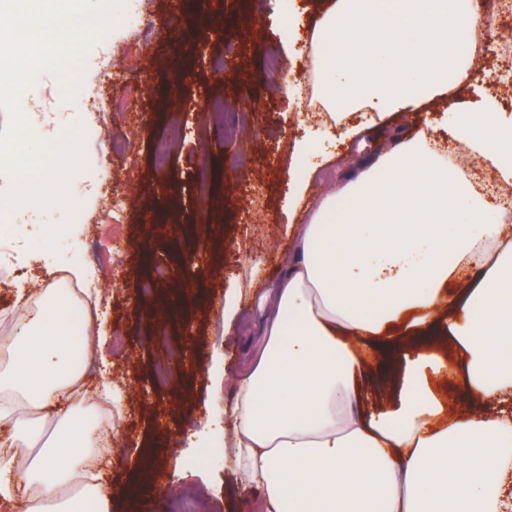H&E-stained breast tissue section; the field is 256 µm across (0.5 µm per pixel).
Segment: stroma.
<instances>
[{
	"label": "stroma",
	"mask_w": 512,
	"mask_h": 512,
	"mask_svg": "<svg viewBox=\"0 0 512 512\" xmlns=\"http://www.w3.org/2000/svg\"><path fill=\"white\" fill-rule=\"evenodd\" d=\"M303 4L301 39L286 51L283 23L272 0H235L211 21L188 8H173L169 0H143L145 20L157 28L136 64L113 61L109 74L94 63L101 45L93 43L85 63L83 88L105 98H119L126 84L143 85L144 92L124 111L101 114L91 105L64 100L58 81L42 74L36 84L31 111L66 112L85 128L87 166L108 172L95 193H74L82 219L78 237L63 233L55 249L46 250L45 261L34 264L41 284L61 287L60 277L72 265L74 248H88L96 232L110 228L107 212L113 191L123 192L127 218L117 226L122 245L115 263L88 261L91 284L97 285L96 318L104 322L100 354L107 375L98 365L87 370V382L97 387L108 378L120 401L114 413L123 436L106 467L109 485L133 481L132 459L151 457L159 477L158 495L144 512H180V498L190 494L196 512H258V491L241 492L230 469L224 466V446L219 430L228 426L225 410L232 405L230 386L215 390L211 371L235 372L245 367L255 340L265 327L263 311L253 297L274 287L288 253V227L307 219L306 209L288 215L283 200L288 193L284 170L293 162L292 138L301 125L328 121L306 108L303 94L285 93V86L302 83V66L310 61L309 38L330 0H299ZM207 38L209 53L223 51L232 41L236 55L232 74L216 79L200 66L193 47ZM283 56L287 68L282 79L266 72L268 55ZM480 80H456L450 90L455 98L478 111L482 94L496 97L505 117H512V64L496 55L477 58ZM221 98L231 110L250 111L251 126L242 131L208 127L205 102ZM444 106L434 100L415 112H400L384 122L370 124L362 114L334 124L338 139L328 144L326 161L311 174L313 193H325L349 180L354 161L374 162L388 146L394 130L439 127ZM361 125L357 138L342 139L345 126ZM281 128L287 136L273 141L269 133ZM134 136L133 169L113 155L112 143ZM173 140L165 168L153 162L156 146ZM206 168L202 210L192 211L186 187L196 170ZM259 190L258 197L241 193L240 183ZM171 226L169 238L150 237L151 223ZM206 251L201 267L185 272L178 262L193 247ZM166 255L169 275L154 281L159 255ZM152 281L147 292L133 287L135 276ZM193 283L194 293L176 322L152 318L158 293ZM243 301L232 331L224 329V302L231 289ZM124 349H115L114 337ZM216 451L204 465L195 459L203 449Z\"/></svg>",
	"instance_id": "1"
}]
</instances>
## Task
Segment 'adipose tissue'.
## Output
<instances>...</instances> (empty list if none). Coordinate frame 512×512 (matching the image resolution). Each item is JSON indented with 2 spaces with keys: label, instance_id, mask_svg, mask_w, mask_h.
Instances as JSON below:
<instances>
[{
  "label": "adipose tissue",
  "instance_id": "obj_1",
  "mask_svg": "<svg viewBox=\"0 0 512 512\" xmlns=\"http://www.w3.org/2000/svg\"><path fill=\"white\" fill-rule=\"evenodd\" d=\"M482 30L461 0H336L312 37L323 105L380 119L440 98L449 138L483 153L448 90ZM481 109L511 183L512 127L494 100ZM445 141L399 131L294 230L264 335L229 376L232 469L261 512H512V207L450 178ZM17 302L21 331L0 340V500L107 512L97 413L72 400L90 324L64 289Z\"/></svg>",
  "mask_w": 512,
  "mask_h": 512
}]
</instances>
